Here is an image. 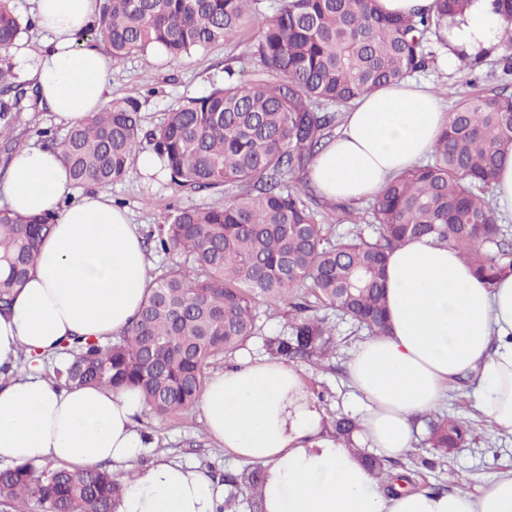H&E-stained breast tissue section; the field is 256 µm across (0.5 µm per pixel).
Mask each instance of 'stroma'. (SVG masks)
<instances>
[{
  "mask_svg": "<svg viewBox=\"0 0 512 512\" xmlns=\"http://www.w3.org/2000/svg\"><path fill=\"white\" fill-rule=\"evenodd\" d=\"M251 38V32L247 31L237 42H220L178 60L149 62L137 54L127 56L112 66L109 96L137 99L141 104L143 127L155 128L168 112L222 84L225 67H233L239 77L254 78L257 60L247 50ZM433 51L427 68L417 72L416 77L433 86L446 111H453L456 103L466 96L512 94V73L505 70L512 62V48L501 49L494 55L484 54L471 68L448 66V50L441 45H434ZM5 120L14 128L15 146L19 149L42 145L40 133L43 130H50L58 138L64 137L68 130L67 125L56 123L51 113L31 98L24 101L21 111L8 113ZM106 192L114 205L126 210L131 222L145 235L146 255L154 267L160 265L161 258L155 254L154 243L148 235L163 217L181 206H206L223 200L219 194L178 187L164 176L145 179L134 165L120 181L107 186ZM258 312L262 335L213 364V371L247 365L249 357L266 354L267 338L287 332V313L264 305L259 306ZM316 315L325 320L333 347L328 358L319 364L301 366L309 396L322 410L325 423H332L339 413L362 417L364 404L350 385L348 364L368 333L334 311L320 309ZM475 386V379H468L464 391L449 395L443 406L448 414L470 420L472 436L468 445L459 453L448 455L441 467L432 470L422 467V459L431 457L432 450L425 443V423H418L414 445L399 462L402 468L421 472V485L450 491L462 483L476 494L486 483L512 469V435L499 431L483 416L477 407ZM137 428L149 438V446L141 457L142 464L165 459L207 472L217 481L241 472L244 467L243 462L225 455L223 448L210 438L199 408H191L163 422L145 414L139 418Z\"/></svg>",
  "mask_w": 512,
  "mask_h": 512,
  "instance_id": "1",
  "label": "stroma"
}]
</instances>
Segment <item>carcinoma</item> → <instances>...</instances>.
Wrapping results in <instances>:
<instances>
[{
	"mask_svg": "<svg viewBox=\"0 0 512 512\" xmlns=\"http://www.w3.org/2000/svg\"><path fill=\"white\" fill-rule=\"evenodd\" d=\"M432 13L393 18L375 0H282L277 13L257 16L259 0H103L96 33L112 62L155 49L179 59L256 30L259 73L250 81L226 69L224 86L191 98L143 131L139 105L114 99L72 126L56 146L78 187L119 181L142 138L153 142L170 181L224 193V203L179 207L154 233L156 269L139 312L106 342L75 337L59 353L61 387L140 389L160 420L192 408L211 362L258 335L256 306L288 308L289 333L267 340L274 357L314 364L332 346L325 320L333 309L372 336L388 333L384 277L388 256L408 240L430 236L460 253L491 285L512 272V241L498 224L487 189L512 153V97L474 96L458 102L433 145L430 162L383 186L368 209L373 241L361 233L333 240L317 219L301 171L336 126L337 113L360 95L425 68L432 42L468 0H436ZM32 27L11 0H0V112H15L28 94L9 50ZM55 216L0 209V310L35 269ZM348 447L356 419L333 422ZM428 443L448 452L466 446L471 422L431 413ZM362 463L390 493L418 488L417 472L393 473L397 461L362 453ZM258 468L225 476L246 485L261 506ZM124 483L101 467L71 472L34 461L0 469V504L11 512H115Z\"/></svg>",
	"mask_w": 512,
	"mask_h": 512,
	"instance_id": "obj_1",
	"label": "carcinoma"
}]
</instances>
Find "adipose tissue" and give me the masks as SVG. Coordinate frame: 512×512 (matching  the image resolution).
I'll list each match as a JSON object with an SVG mask.
<instances>
[{
  "label": "adipose tissue",
  "mask_w": 512,
  "mask_h": 512,
  "mask_svg": "<svg viewBox=\"0 0 512 512\" xmlns=\"http://www.w3.org/2000/svg\"><path fill=\"white\" fill-rule=\"evenodd\" d=\"M46 39L31 76L56 122L74 125L107 101L111 62L77 33L100 20L98 0H35ZM508 22L492 0H469L448 32L470 52L499 45ZM446 122L438 97L411 79L358 98L336 136L311 164L326 198L353 202L376 194L432 151ZM59 152L24 147L0 174V194L24 215L56 223L35 271L0 314V462L50 460L85 470L101 464L130 481L117 512H216L224 488L204 472L172 462L141 465L146 442L134 419L137 388H58L43 362L77 336L99 340L131 322L150 287L137 227L101 191L72 198ZM390 330L361 344L350 383L367 404L361 436L388 459L411 448L414 421L435 410L454 381L476 376L481 410L512 434V274L484 285L458 251L411 240L388 259ZM28 369L16 373L20 355ZM198 406L227 454L265 470V512H512V470L479 494L386 493L352 449L319 438L323 414L291 363L258 357L216 372Z\"/></svg>",
  "instance_id": "1"
}]
</instances>
